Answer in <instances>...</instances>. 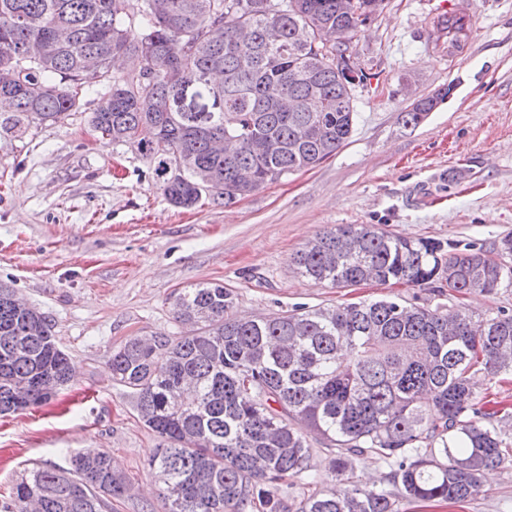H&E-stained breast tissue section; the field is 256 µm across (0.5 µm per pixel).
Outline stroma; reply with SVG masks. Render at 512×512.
Segmentation results:
<instances>
[{
    "label": "stroma",
    "mask_w": 512,
    "mask_h": 512,
    "mask_svg": "<svg viewBox=\"0 0 512 512\" xmlns=\"http://www.w3.org/2000/svg\"><path fill=\"white\" fill-rule=\"evenodd\" d=\"M439 2L384 0L351 43L368 79L354 91L346 143L228 205L207 194L173 206L152 164L92 131L91 103L24 138H0V282L52 320L74 366L51 402L0 416V498L26 467L66 468L78 451L102 448L130 486L104 512H158L147 463L159 440L108 359L133 337L187 333L171 313L175 290L224 283L245 318L396 295L456 309L444 287L333 288L290 264L337 224L472 243L490 256L512 234V0H473L453 60L435 45ZM446 87L448 99L405 125L416 100ZM483 487L473 500L416 512H512V463L489 471Z\"/></svg>",
    "instance_id": "1"
}]
</instances>
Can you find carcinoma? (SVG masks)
Masks as SVG:
<instances>
[{
    "label": "carcinoma",
    "mask_w": 512,
    "mask_h": 512,
    "mask_svg": "<svg viewBox=\"0 0 512 512\" xmlns=\"http://www.w3.org/2000/svg\"><path fill=\"white\" fill-rule=\"evenodd\" d=\"M384 0H0V70L19 66L30 42L48 45L22 79L0 83V137L50 126L95 96L90 119L104 139L154 165L176 207L212 192L231 203L333 156L350 137L356 87L336 55ZM270 25L282 41L266 43ZM251 29L247 43L241 27ZM343 29L344 47L325 32ZM128 54L153 79L109 78ZM107 80L100 93L96 80ZM444 99L404 115L418 125ZM502 260L341 224L291 257L315 285L367 280L450 296L512 288V236ZM221 284L171 297L175 318L196 326L174 338L129 339L112 351V379L130 389L162 444L149 462L162 512H408L482 492L485 470L512 459V433L478 406V377L512 373V314L473 320L466 308L403 297L294 310L244 320ZM69 355L44 313L0 283V414L49 401L67 383ZM314 432L332 456L336 487L291 500L288 482L310 484ZM389 467L380 486L353 484V459ZM129 490L112 456L85 448L68 471L21 473L0 512H102Z\"/></svg>",
    "instance_id": "cac0c4a2"
}]
</instances>
